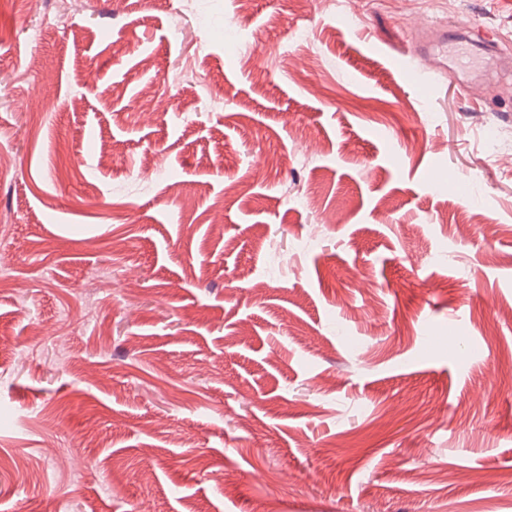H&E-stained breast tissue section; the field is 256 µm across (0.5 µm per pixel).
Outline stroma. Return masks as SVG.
Segmentation results:
<instances>
[{
	"mask_svg": "<svg viewBox=\"0 0 512 512\" xmlns=\"http://www.w3.org/2000/svg\"><path fill=\"white\" fill-rule=\"evenodd\" d=\"M60 2L0 12V512H512V96L386 61L512 9Z\"/></svg>",
	"mask_w": 512,
	"mask_h": 512,
	"instance_id": "35a3bbf8",
	"label": "stroma"
}]
</instances>
